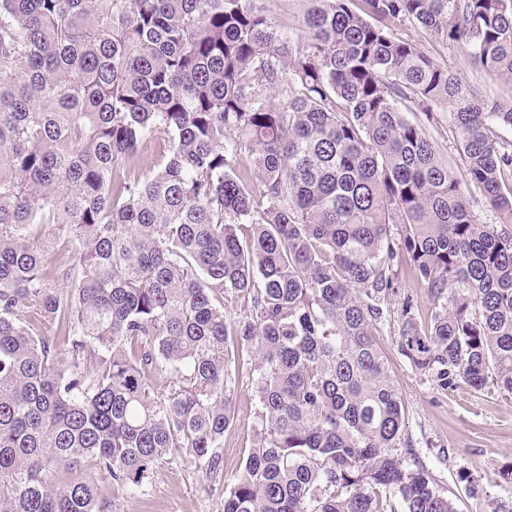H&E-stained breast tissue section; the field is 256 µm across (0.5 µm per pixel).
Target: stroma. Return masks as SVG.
Here are the masks:
<instances>
[{"instance_id":"35a3bbf8","label":"stroma","mask_w":512,"mask_h":512,"mask_svg":"<svg viewBox=\"0 0 512 512\" xmlns=\"http://www.w3.org/2000/svg\"><path fill=\"white\" fill-rule=\"evenodd\" d=\"M376 342L405 400V436L441 494L456 512L512 507V484L502 477L512 467V394L465 385L448 392L436 389L398 353L392 329H383ZM255 363L254 353L244 354L236 389L237 421L224 434L225 484L235 480L258 428ZM60 478L95 481L113 512H224L222 486L209 487L192 467L178 462L155 469L143 494L136 496L118 492L108 474L92 468L64 471Z\"/></svg>"}]
</instances>
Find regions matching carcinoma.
Segmentation results:
<instances>
[{
	"label": "carcinoma",
	"instance_id": "obj_1",
	"mask_svg": "<svg viewBox=\"0 0 512 512\" xmlns=\"http://www.w3.org/2000/svg\"><path fill=\"white\" fill-rule=\"evenodd\" d=\"M303 2L285 32L253 0H0V512H112L56 473L136 495L171 459L224 512H455L398 453L375 336L395 313L433 385L512 393V96L392 26L511 83L512 0ZM402 262L422 324L390 307ZM248 347L260 429L226 486ZM394 33L398 38L425 44L433 55L439 61L448 64L449 68L455 69L459 66V51L454 47L435 42L422 27L410 23L398 24L394 27ZM462 71L463 76L466 77L467 80L477 87V89H479L484 95L498 98L506 96L512 91V83L506 85L503 81H499L495 77H491L483 71L472 68H463ZM441 126L438 125L436 130L430 129V133L440 148L443 156L448 159L449 164L455 172L461 177H464V168L459 155L454 149V133L451 131L452 127L448 126V113H441ZM398 286L400 288V294L393 296L390 307H392V309L394 308L396 311L399 307L400 298L402 299L404 295L409 294L417 304L416 314L418 319L424 321L430 307V301L427 297V288H424V285L420 284V282L415 280L405 270L400 271Z\"/></svg>",
	"mask_w": 512,
	"mask_h": 512
}]
</instances>
